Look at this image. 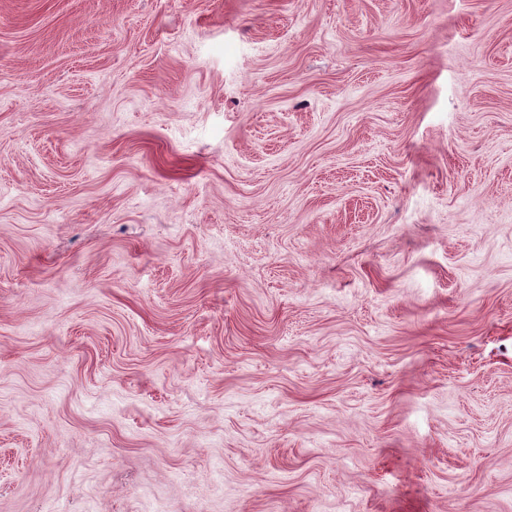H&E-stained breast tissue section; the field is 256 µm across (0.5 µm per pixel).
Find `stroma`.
Returning <instances> with one entry per match:
<instances>
[{
    "label": "stroma",
    "instance_id": "1",
    "mask_svg": "<svg viewBox=\"0 0 512 512\" xmlns=\"http://www.w3.org/2000/svg\"><path fill=\"white\" fill-rule=\"evenodd\" d=\"M0 512H512V0H0Z\"/></svg>",
    "mask_w": 512,
    "mask_h": 512
}]
</instances>
